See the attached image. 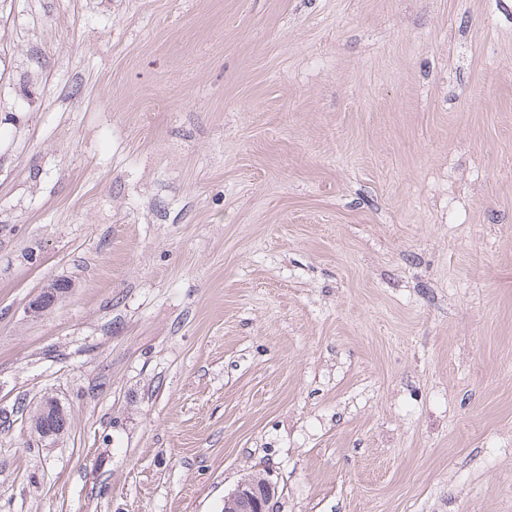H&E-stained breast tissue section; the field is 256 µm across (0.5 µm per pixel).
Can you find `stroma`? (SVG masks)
Returning a JSON list of instances; mask_svg holds the SVG:
<instances>
[{"mask_svg": "<svg viewBox=\"0 0 512 512\" xmlns=\"http://www.w3.org/2000/svg\"><path fill=\"white\" fill-rule=\"evenodd\" d=\"M510 443L512 0H0V512H512ZM275 493V486L267 478L245 476L224 500L232 501L237 512H270Z\"/></svg>", "mask_w": 512, "mask_h": 512, "instance_id": "obj_1", "label": "stroma"}]
</instances>
